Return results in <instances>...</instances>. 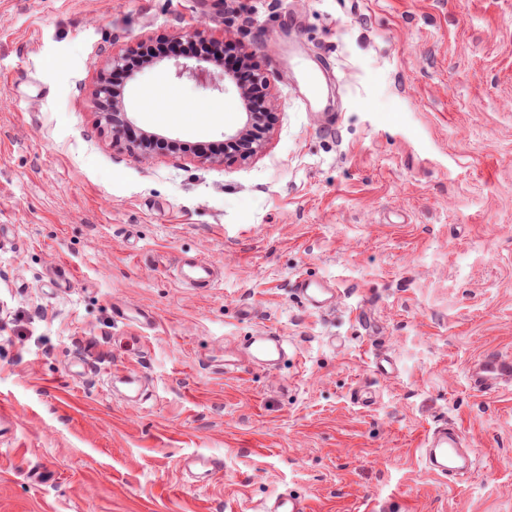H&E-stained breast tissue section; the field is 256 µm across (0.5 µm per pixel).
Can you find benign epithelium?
Listing matches in <instances>:
<instances>
[{"label": "benign epithelium", "instance_id": "1", "mask_svg": "<svg viewBox=\"0 0 512 512\" xmlns=\"http://www.w3.org/2000/svg\"><path fill=\"white\" fill-rule=\"evenodd\" d=\"M247 66L248 80L237 84L241 100L246 109V123L232 133L224 134L226 146L233 147L241 160L253 156L260 146V134L274 121V113L263 107L266 97V83L257 66L248 55L242 56ZM174 78L189 80L201 84L214 91H224V82L228 77L224 74L223 60H206L197 58L193 62H182L178 59L172 63ZM91 102L98 113L100 121L112 128L114 138L123 140L129 151L145 156L154 141L162 139L156 133H136L133 121L126 109L124 90L110 82L107 70L98 72L96 83L91 92Z\"/></svg>", "mask_w": 512, "mask_h": 512}]
</instances>
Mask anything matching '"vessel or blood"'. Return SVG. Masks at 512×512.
<instances>
[{"mask_svg":"<svg viewBox=\"0 0 512 512\" xmlns=\"http://www.w3.org/2000/svg\"><path fill=\"white\" fill-rule=\"evenodd\" d=\"M177 275L183 282L202 288L211 287L216 281L214 267L204 259L190 269H178ZM294 292L302 305L317 312L331 308L338 296L335 286L313 277L298 278ZM287 345L283 336L261 331L246 339L242 355L250 364L273 367L285 357ZM468 376L471 385L483 393L512 387V358L478 359L471 364ZM468 445L466 435L455 425L445 422L430 429L421 449L424 470L446 482L468 474L475 458ZM262 512H309V506L306 498L288 493L263 504Z\"/></svg>","mask_w":512,"mask_h":512,"instance_id":"1","label":"vessel or blood"}]
</instances>
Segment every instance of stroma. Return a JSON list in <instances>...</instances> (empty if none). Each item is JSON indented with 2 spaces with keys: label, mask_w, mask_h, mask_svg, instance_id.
I'll return each instance as SVG.
<instances>
[{
  "label": "stroma",
  "mask_w": 512,
  "mask_h": 512,
  "mask_svg": "<svg viewBox=\"0 0 512 512\" xmlns=\"http://www.w3.org/2000/svg\"><path fill=\"white\" fill-rule=\"evenodd\" d=\"M197 32L262 72L261 150L199 161L243 102L164 64L125 102L180 155L113 142L98 69ZM323 56L336 92L311 112ZM196 257L217 286L175 277ZM302 276L335 307L306 309ZM259 329L287 359L225 375ZM493 354L512 355V0H0V512H255L286 491L310 512H512V390L467 379ZM131 370L138 404L111 386ZM442 420L476 450L449 484L420 461ZM191 454L216 461L204 485ZM294 292L302 305L317 312L331 308L338 296V289L334 285L313 277L298 278Z\"/></svg>",
  "instance_id": "stroma-1"
}]
</instances>
